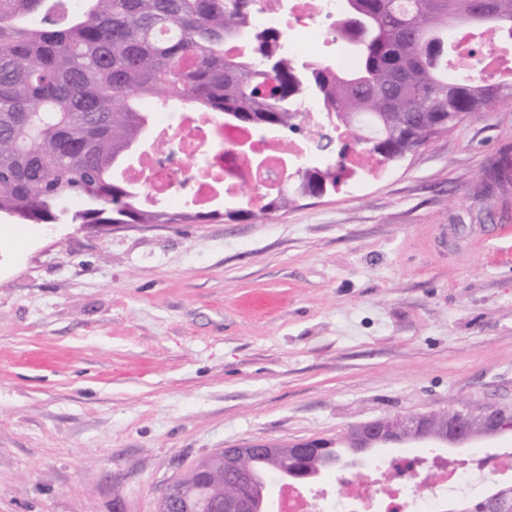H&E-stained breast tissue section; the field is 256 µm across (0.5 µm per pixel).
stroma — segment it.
<instances>
[{"instance_id":"1","label":"stroma","mask_w":512,"mask_h":512,"mask_svg":"<svg viewBox=\"0 0 512 512\" xmlns=\"http://www.w3.org/2000/svg\"><path fill=\"white\" fill-rule=\"evenodd\" d=\"M507 158L512 99L261 218L0 221V512H156L223 448L512 411V233L476 241L512 225Z\"/></svg>"}]
</instances>
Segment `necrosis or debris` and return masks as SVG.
I'll return each mask as SVG.
<instances>
[{
    "label": "necrosis or debris",
    "instance_id": "1",
    "mask_svg": "<svg viewBox=\"0 0 512 512\" xmlns=\"http://www.w3.org/2000/svg\"><path fill=\"white\" fill-rule=\"evenodd\" d=\"M339 0H258L247 36L226 41L229 56L251 54L257 36L277 32L281 48L294 59L322 58L336 43ZM152 131L170 142V151L148 163L124 168L126 182L146 191L150 204L184 202L204 206L221 199L258 205L279 190L293 168L314 148L312 139L284 142L279 134L225 123L221 114L167 107L154 109ZM482 456L460 467L448 457L407 455L375 466L372 479L359 482L356 495L337 498L336 512H435L436 494L413 497L406 491L411 475L428 469L440 474L453 495H465L473 479L489 467Z\"/></svg>",
    "mask_w": 512,
    "mask_h": 512
}]
</instances>
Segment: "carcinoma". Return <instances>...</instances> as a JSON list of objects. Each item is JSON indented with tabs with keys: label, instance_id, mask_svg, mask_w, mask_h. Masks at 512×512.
<instances>
[{
	"label": "carcinoma",
	"instance_id": "1",
	"mask_svg": "<svg viewBox=\"0 0 512 512\" xmlns=\"http://www.w3.org/2000/svg\"><path fill=\"white\" fill-rule=\"evenodd\" d=\"M257 0H0V219L15 224H178L211 212L148 211L115 171L151 101L177 100L224 119L292 132L313 96L355 150L378 163L420 147L502 97L512 80L448 77V25L504 32L512 0H349L336 39L359 41L357 67L300 65L277 47L263 64L224 55ZM302 191L258 209L285 210ZM256 481L283 473L254 456Z\"/></svg>",
	"mask_w": 512,
	"mask_h": 512
}]
</instances>
